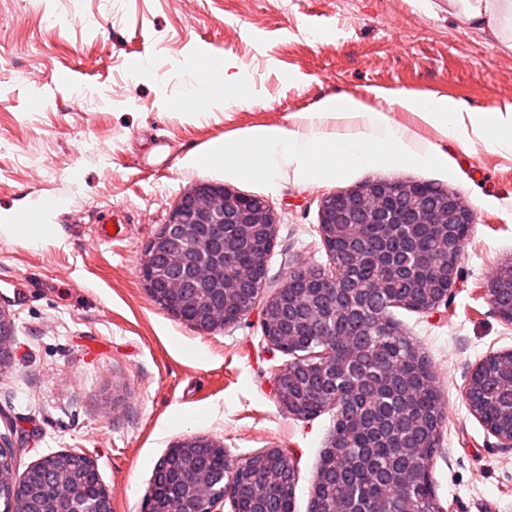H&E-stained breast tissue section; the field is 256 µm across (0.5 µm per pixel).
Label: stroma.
Segmentation results:
<instances>
[{
    "mask_svg": "<svg viewBox=\"0 0 512 512\" xmlns=\"http://www.w3.org/2000/svg\"><path fill=\"white\" fill-rule=\"evenodd\" d=\"M207 50L246 89L198 114L185 105L187 72ZM395 94L512 108V51L451 22L448 0H0V220L42 205L57 230L37 245L0 233V308L15 328L14 361L0 371V436L18 471L84 452L112 512H146L159 462L201 435L235 465L282 449L296 469L294 512H309L335 411H285L274 376L291 357L268 344L259 311L197 331L149 296L142 253L184 193L219 182L273 206V288L290 267L330 266L323 195L398 179L459 193L474 214L447 304L391 310L445 407L436 502L443 512H512V449L461 395L479 360L512 350V323L487 294L512 260V153L448 138ZM332 96L386 111L446 172L384 165L317 181L286 162L264 186L192 162L256 128L302 129ZM112 212L126 215L124 236L95 241L96 219ZM506 279L512 281V261L502 264L495 270V272L489 278L487 292L490 302L499 313V315L506 321L512 322V309L508 312H502L498 307V296L501 289L499 286Z\"/></svg>",
    "mask_w": 512,
    "mask_h": 512,
    "instance_id": "35a3bbf8",
    "label": "stroma"
}]
</instances>
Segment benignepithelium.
Wrapping results in <instances>:
<instances>
[{"label": "benign epithelium", "mask_w": 512, "mask_h": 512, "mask_svg": "<svg viewBox=\"0 0 512 512\" xmlns=\"http://www.w3.org/2000/svg\"><path fill=\"white\" fill-rule=\"evenodd\" d=\"M276 213L260 197L246 196L223 185L199 184L186 192L170 213L166 224L146 244L141 258V275L154 301L199 331H212L233 323L248 314L261 297L264 283L256 277L257 262L232 265L230 278L222 283L209 301V307L190 314L183 306L190 303L184 297L187 280L185 269H190L194 281L211 280L220 266L212 261L215 247L230 255L231 240L225 237L224 226L233 224L237 235L246 238L252 247L261 248V259L274 248ZM344 224H375L379 237L401 239L405 224H432L441 229L447 224L462 228L452 250L461 252L468 239L473 214L463 197L440 187L428 190L421 183L402 182L398 185L382 179H372L345 193L332 192L321 200L319 233L327 249L331 250L332 266H296L285 282L271 290L262 304L261 315L277 311V323L270 327L262 323L265 339L272 348L287 352L293 342L298 324L299 308L307 306L313 313L308 325L322 332L325 321L332 317L358 316L365 297L378 293L392 280H401V269L387 265L374 256L373 242L365 236L349 246L340 258L332 252L336 235ZM360 274L362 287H346V269ZM512 281V261L498 267L488 281V296L493 307H498L500 284ZM458 261L448 263L445 269L446 290L435 295L420 310L428 312L448 302L458 287ZM12 322L9 314L0 309V361L12 355L10 335ZM292 365L280 368L274 377V393L286 410L292 409L288 394V371ZM216 447L209 437H191L181 440L158 464L155 480H163L166 491L150 494L147 512H221L223 498L213 497L212 488L224 483L225 495L242 477V467L228 463L211 471L198 466L209 449ZM269 463L288 471L294 481L295 466L280 448L265 451ZM58 491L71 505V512H112V498L100 487L91 493L79 484L70 486L56 481ZM233 512H266L254 498H231Z\"/></svg>", "instance_id": "benign-epithelium-1"}]
</instances>
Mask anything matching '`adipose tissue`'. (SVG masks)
<instances>
[{"instance_id":"1","label":"adipose tissue","mask_w":512,"mask_h":512,"mask_svg":"<svg viewBox=\"0 0 512 512\" xmlns=\"http://www.w3.org/2000/svg\"><path fill=\"white\" fill-rule=\"evenodd\" d=\"M448 14L459 25L489 32L503 50L512 51V0H448ZM224 63L195 66L189 74V101L204 109L213 103L211 90L225 84ZM400 107L418 113L426 122L440 127L448 137L461 140L468 134L483 136L497 149L512 151V111H477L445 98L424 102L402 98Z\"/></svg>"}]
</instances>
